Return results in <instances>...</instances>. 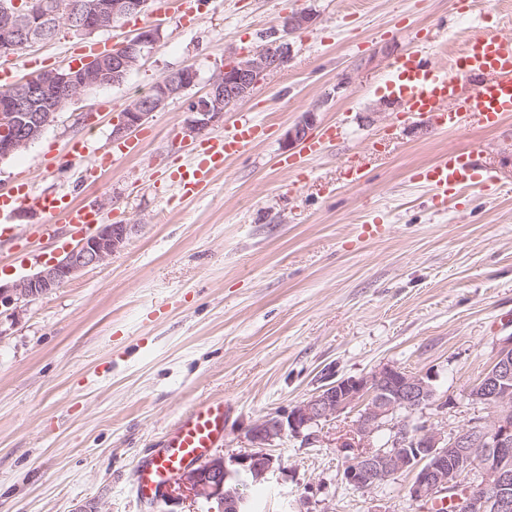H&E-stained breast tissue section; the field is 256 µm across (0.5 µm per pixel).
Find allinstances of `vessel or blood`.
<instances>
[{
	"mask_svg": "<svg viewBox=\"0 0 512 512\" xmlns=\"http://www.w3.org/2000/svg\"><path fill=\"white\" fill-rule=\"evenodd\" d=\"M387 89L406 111L438 121L442 128L494 126L512 114V39L495 34L471 37L446 69L432 65L419 52H409L392 63ZM264 131L250 113H240L223 139L212 142L194 166L179 170L176 185L183 197L197 195L215 172L223 170L227 159L255 145ZM420 179L428 183L432 203L441 209L458 194L488 191L496 183L472 155L455 152ZM15 201L44 215V224L37 228L44 237L54 236L62 223L80 233L100 220L96 207L72 203L64 196H36L21 187ZM228 412L220 400L204 401L183 412L164 447L137 463L133 471L137 497L144 502L162 498L183 469L222 441Z\"/></svg>",
	"mask_w": 512,
	"mask_h": 512,
	"instance_id": "vessel-or-blood-1",
	"label": "vessel or blood"
}]
</instances>
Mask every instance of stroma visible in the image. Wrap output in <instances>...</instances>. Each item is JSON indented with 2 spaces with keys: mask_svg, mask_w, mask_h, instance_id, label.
I'll use <instances>...</instances> for the list:
<instances>
[{
  "mask_svg": "<svg viewBox=\"0 0 512 512\" xmlns=\"http://www.w3.org/2000/svg\"><path fill=\"white\" fill-rule=\"evenodd\" d=\"M313 10L292 35L288 65L231 106L204 139L184 141L191 97L224 64L263 45L283 16ZM117 22L98 40L158 24L162 39L116 86L89 92L40 140L0 162V198L21 184L94 204L105 219L137 225L126 247L52 294L0 310V512H210L202 500H139L133 466L157 448L188 407L232 406L218 447L229 469L249 452L248 431L312 396L328 374L363 377L390 366L429 375L449 400L456 430L489 417L465 393L512 336V115L498 126L451 132L382 110L393 60L415 50L411 29L435 34L425 51L447 67L472 35L512 37V0H480L467 15L452 0H202L193 24L179 13ZM193 66L176 97L131 135L137 152L83 183L73 145L93 160L112 147V123L166 73ZM317 109L313 136L338 139L319 157L286 147L288 129ZM253 112L267 139L228 159L194 198L169 175L204 140ZM88 121H81V114ZM473 154L496 191L434 207L413 170L448 152ZM295 157L296 170L280 167ZM363 178L350 184V168ZM382 236L362 234L365 221ZM40 212L11 215L0 277L16 280L60 257L78 237L34 234ZM357 408L323 422L320 439L289 436L270 453L283 468L245 493L253 512H431L410 501L405 471L369 490L343 477L333 440Z\"/></svg>",
  "mask_w": 512,
  "mask_h": 512,
  "instance_id": "1",
  "label": "stroma"
}]
</instances>
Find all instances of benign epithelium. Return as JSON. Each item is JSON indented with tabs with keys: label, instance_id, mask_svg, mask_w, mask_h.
<instances>
[{
	"label": "benign epithelium",
	"instance_id": "obj_1",
	"mask_svg": "<svg viewBox=\"0 0 512 512\" xmlns=\"http://www.w3.org/2000/svg\"><path fill=\"white\" fill-rule=\"evenodd\" d=\"M148 0H80L62 10L53 0H32L19 11L0 3V56L9 57L15 42L46 41L49 29L65 26L75 34L92 37L112 28L116 21L146 10ZM316 14L303 9L286 14L282 36L275 37L250 55L227 64L209 85L206 95L188 103L189 118L183 139L203 135L224 118V112L246 99L264 78L291 59L288 36L311 26ZM162 38L160 28L146 26L123 42L116 52L90 58L78 65L46 70L31 81L14 84L0 95V162L38 141L77 97L105 86L119 85L139 63L144 53ZM196 69L180 68L159 79L146 97L133 99L112 129L120 142L171 99L190 89ZM317 123V110L288 129V146L306 141ZM138 225L115 222L100 225L62 259L11 284H0V308L33 301L51 294L79 273L101 265L122 250ZM468 399L492 409L479 425L450 432L431 421L413 430L410 418L427 409L438 412L446 403L436 397L431 378L392 367H383L366 377H347L320 387L311 397L291 409L268 417L249 430L255 451L242 454L239 469L232 471L224 457L214 455L198 467H187L166 488L167 497L183 496L217 504V512H247L243 480L261 483L281 469V459L265 451L288 435L315 441V428L346 409L360 406L357 420L340 447L350 452L343 468L345 481L358 489H371L405 471L415 473L407 489L411 501L428 503L439 496L466 488L463 512H512V336L500 347L495 360ZM405 414L399 420L397 415ZM391 432L389 444L375 448L371 441L382 428Z\"/></svg>",
	"mask_w": 512,
	"mask_h": 512
}]
</instances>
